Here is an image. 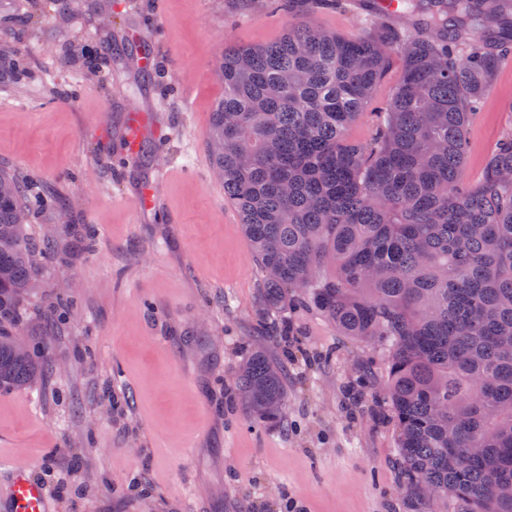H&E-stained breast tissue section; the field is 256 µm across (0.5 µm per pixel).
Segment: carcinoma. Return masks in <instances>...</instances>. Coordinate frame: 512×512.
<instances>
[{
  "instance_id": "obj_1",
  "label": "carcinoma",
  "mask_w": 512,
  "mask_h": 512,
  "mask_svg": "<svg viewBox=\"0 0 512 512\" xmlns=\"http://www.w3.org/2000/svg\"><path fill=\"white\" fill-rule=\"evenodd\" d=\"M346 36L308 22L224 47V98L208 149L260 272V312L303 305L385 353L402 470L460 512H512V125L481 180L468 127L512 54V0H399ZM5 76L27 58L0 43ZM25 182L0 170V388L39 376L48 342L20 339V310L50 241H26ZM281 360L238 365L231 396L265 427L285 418Z\"/></svg>"
}]
</instances>
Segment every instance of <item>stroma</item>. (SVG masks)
<instances>
[{"instance_id": "stroma-1", "label": "stroma", "mask_w": 512, "mask_h": 512, "mask_svg": "<svg viewBox=\"0 0 512 512\" xmlns=\"http://www.w3.org/2000/svg\"><path fill=\"white\" fill-rule=\"evenodd\" d=\"M70 3L64 17L0 0V38L33 72L0 80V167L59 203L27 224L57 260L21 329L50 346L35 383L0 390V449H27L55 512H287L292 500L304 512H423L401 473L381 347L303 308L288 314L289 339L259 335L260 273L212 172L216 63L226 45L280 36L287 11L265 0ZM95 41L112 53L90 67ZM144 54L151 68L138 66ZM133 110L152 126L131 156L121 141ZM511 124L512 55L470 128L469 181ZM161 168L173 172L162 183ZM152 182L160 208L129 204ZM87 227L85 249L72 231ZM249 347L289 357L280 426L227 402Z\"/></svg>"}]
</instances>
